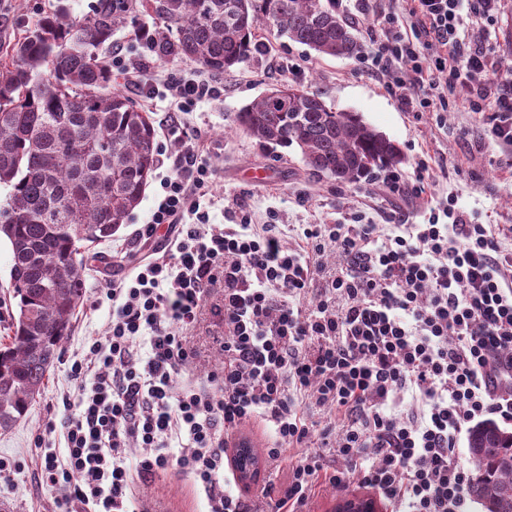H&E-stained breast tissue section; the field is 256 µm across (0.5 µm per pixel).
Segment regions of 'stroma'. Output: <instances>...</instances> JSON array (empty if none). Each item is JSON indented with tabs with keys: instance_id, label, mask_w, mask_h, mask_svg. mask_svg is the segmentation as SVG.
Returning a JSON list of instances; mask_svg holds the SVG:
<instances>
[{
	"instance_id": "35a3bbf8",
	"label": "stroma",
	"mask_w": 512,
	"mask_h": 512,
	"mask_svg": "<svg viewBox=\"0 0 512 512\" xmlns=\"http://www.w3.org/2000/svg\"><path fill=\"white\" fill-rule=\"evenodd\" d=\"M60 2L71 13L82 14L97 0H0V46H10ZM140 21V15L130 14L100 57L108 62L119 53L142 63L151 88L136 86L117 69L112 72V87L153 118L160 164L140 205L111 240L95 246L99 270L84 279L85 296L72 332L41 394L12 430L0 432V461L5 464L0 471V503L9 505L11 512H56L53 494L36 482L38 448L64 445L63 440L47 436L46 427L64 412L62 397L69 386L67 369L74 356L86 340L107 332L111 303L102 299L101 288L129 270L131 256H126V247H133V256L138 257L155 248L154 242L138 241L136 231L163 194L161 181L168 173L165 161L175 151L165 119L177 109L172 90L176 79L204 80L221 90L219 97L197 103L183 117L188 127L201 131L200 149L216 173L209 208L214 223H238L244 212L256 224L272 218L283 225L281 242L288 247L296 243L302 224H333L355 209L379 224L397 216L421 224L426 212L451 197L460 210L479 222L512 225V150L484 134L491 107L479 112L454 106L406 111L387 89V76L364 70L359 58L317 55L263 25L256 29L259 53L231 73L215 76L189 60L174 64L157 60L134 38ZM464 39L472 47H490L502 64V80L512 82V6L495 19L466 23ZM280 84L302 86L322 94L337 110L361 113L393 140L405 157L398 171L407 183V194L398 197L365 181L348 184L310 175L297 149L282 150L280 158H272L256 140L231 124L235 112ZM424 162L429 165L425 171L420 168ZM256 173L263 174V181L253 182ZM142 493L157 512H202L204 508L203 499L195 496L186 477L155 474Z\"/></svg>"
}]
</instances>
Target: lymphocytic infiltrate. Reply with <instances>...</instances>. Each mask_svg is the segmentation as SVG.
<instances>
[{"mask_svg": "<svg viewBox=\"0 0 512 512\" xmlns=\"http://www.w3.org/2000/svg\"><path fill=\"white\" fill-rule=\"evenodd\" d=\"M402 2L409 24L384 14L372 68L394 72L389 89L411 112L491 104L487 134L512 147V85L489 50L464 49V0ZM211 183L186 149L138 231L164 246L113 280L107 336L69 367L77 394L46 428L64 450L41 449L37 472L58 512H143L139 486L160 471L190 478L206 512H310L324 482L374 490L394 512H470L461 435L489 415L512 424L501 228L450 204L422 224H305L287 249L278 225L211 223ZM331 248L344 266L323 264ZM210 302L219 361L192 373L188 335ZM253 423L269 432L266 469L288 467L256 495L238 487L226 445Z\"/></svg>", "mask_w": 512, "mask_h": 512, "instance_id": "lymphocytic-infiltrate-1", "label": "lymphocytic infiltrate"}]
</instances>
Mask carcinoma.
I'll list each match as a JSON object with an SVG mask.
<instances>
[{"instance_id":"cac0c4a2","label":"carcinoma","mask_w":512,"mask_h":512,"mask_svg":"<svg viewBox=\"0 0 512 512\" xmlns=\"http://www.w3.org/2000/svg\"><path fill=\"white\" fill-rule=\"evenodd\" d=\"M142 16L136 38L160 61L191 59L215 72L252 58L255 30L319 55L351 58L361 44L332 0H97L74 15L39 18L0 56V238L11 249L16 311L0 347V431L12 429L44 388L71 332L82 283L97 256L140 204L157 161L153 118L112 90L99 60L114 27ZM237 129L275 158L296 148L307 171L359 182L404 163L399 147L358 112L280 85L235 113ZM481 512H512V431L487 421L468 436Z\"/></svg>"}]
</instances>
